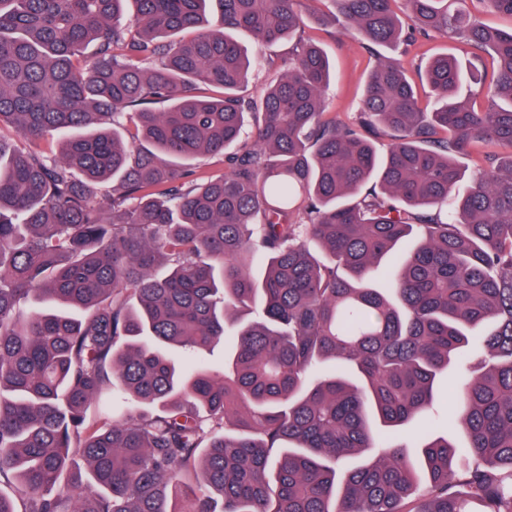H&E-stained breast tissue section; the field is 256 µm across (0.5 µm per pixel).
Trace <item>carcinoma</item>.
I'll list each match as a JSON object with an SVG mask.
<instances>
[{
    "label": "carcinoma",
    "instance_id": "carcinoma-1",
    "mask_svg": "<svg viewBox=\"0 0 512 512\" xmlns=\"http://www.w3.org/2000/svg\"><path fill=\"white\" fill-rule=\"evenodd\" d=\"M302 2L0 0V512H512V30L467 0H332L319 21L373 45L490 58L425 64L431 112L381 60L342 123ZM221 342L220 374L167 351ZM116 385L153 411L89 418ZM442 392L467 446L420 428L413 462L394 436ZM466 7L478 22L495 28L510 29L512 17L491 10L483 0H467ZM289 44L288 42H276L269 44L263 48V66L260 67L255 75L250 80L249 84L245 87L246 93L251 95L259 94L262 87H264L267 80L270 78L272 72L268 70V63L270 61H279L282 58L288 57Z\"/></svg>",
    "mask_w": 512,
    "mask_h": 512
}]
</instances>
